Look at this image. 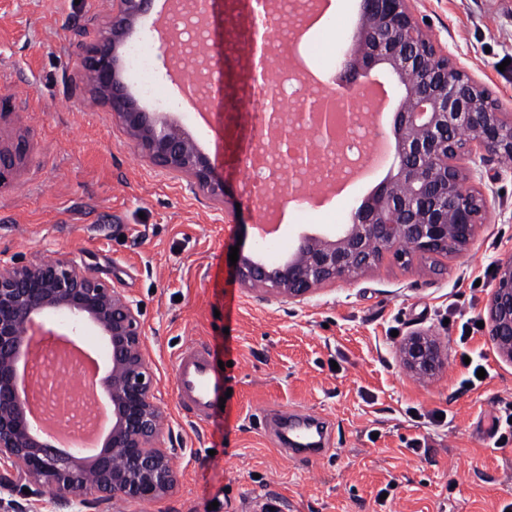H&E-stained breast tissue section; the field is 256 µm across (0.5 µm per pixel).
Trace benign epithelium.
Returning a JSON list of instances; mask_svg holds the SVG:
<instances>
[{
  "mask_svg": "<svg viewBox=\"0 0 512 512\" xmlns=\"http://www.w3.org/2000/svg\"><path fill=\"white\" fill-rule=\"evenodd\" d=\"M152 0H112V19L79 57L78 69L110 106L125 132L152 165L180 173L214 198L224 195L215 164L176 126L142 108L119 71L118 50ZM356 42L337 65L355 81L379 65L404 88L395 104L399 166L383 186L352 211L336 236L304 235L287 260L238 258L241 281L302 302L318 288L348 280L407 242L411 253H459L475 239L484 200L467 186L465 159L512 160V113L500 110L487 91L451 61L421 26L412 0H360ZM336 104L320 97L296 118L282 113L274 126L286 141L298 126L319 128L318 144L336 147ZM466 127L460 143L454 131ZM482 321L502 359L512 362V250L495 261L494 285ZM39 315L64 318L75 336L92 329L105 342L109 372L101 390L112 408V431L90 460L62 454L33 437L17 387V359L25 324ZM139 307L110 282L72 259L14 261L0 270V465L20 473L38 496L50 487L59 501L86 506L115 500L154 501L169 495L178 477L162 447L165 413L155 401L154 377L144 356ZM419 378L443 364L439 344L416 333L398 349Z\"/></svg>",
  "mask_w": 512,
  "mask_h": 512,
  "instance_id": "benign-epithelium-1",
  "label": "benign epithelium"
}]
</instances>
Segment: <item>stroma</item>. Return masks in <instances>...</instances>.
<instances>
[{
	"label": "stroma",
	"mask_w": 512,
	"mask_h": 512,
	"mask_svg": "<svg viewBox=\"0 0 512 512\" xmlns=\"http://www.w3.org/2000/svg\"><path fill=\"white\" fill-rule=\"evenodd\" d=\"M164 3L154 0L126 38L151 47L153 92L142 91L132 67L122 77L141 107L178 125L215 161L223 198L153 166L84 81L78 58L111 19L112 0H0V75L21 77L30 94L25 110L0 114V150L22 155L0 172V261L71 257L138 304L178 483L156 502L91 509L77 498L59 505L49 490L23 496L0 480V512H239L266 493L292 512H502L512 504V442L495 447L491 423L512 403V363L477 321L494 261L512 249V163H473L486 211L462 252L407 262L389 253L300 303L246 286L228 260L231 247L285 260L301 236L339 233L373 183L339 188L312 176L315 201L287 210L281 198L253 194L244 149L256 133L248 53L229 51L219 100L188 103L152 28ZM330 3L325 22L297 47L318 50L306 65L312 99L358 20V0ZM414 10L512 113V0H416ZM417 330L435 335L444 358L424 380L397 356ZM193 341L227 362L232 390L200 425L176 388V354ZM477 365L489 377L463 387ZM288 410L328 421L322 456L296 462L279 447L267 416ZM416 440L417 455L409 449Z\"/></svg>",
	"instance_id": "stroma-1"
}]
</instances>
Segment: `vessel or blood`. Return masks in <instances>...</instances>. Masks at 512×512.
<instances>
[{
	"mask_svg": "<svg viewBox=\"0 0 512 512\" xmlns=\"http://www.w3.org/2000/svg\"><path fill=\"white\" fill-rule=\"evenodd\" d=\"M28 101L29 94L22 80L0 82V112L21 110ZM176 371L181 404L192 412L196 422H206L224 395L225 378L217 368L214 354L204 344L188 343L177 354ZM315 421V416L310 414L290 421L292 445L311 447L307 427ZM311 449L313 455H320V448ZM244 512H288V505L280 497L265 494L247 500Z\"/></svg>",
	"mask_w": 512,
	"mask_h": 512,
	"instance_id": "obj_1",
	"label": "vessel or blood"
}]
</instances>
